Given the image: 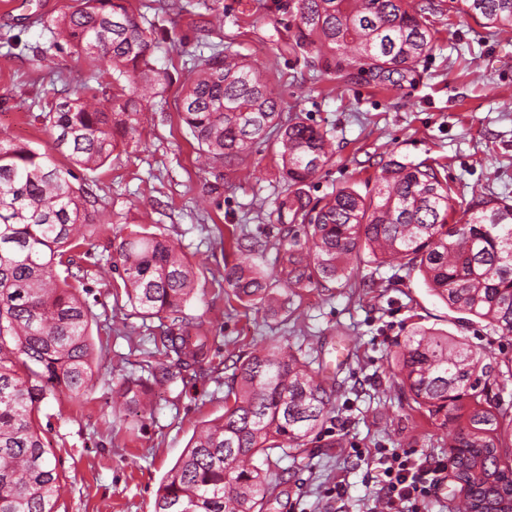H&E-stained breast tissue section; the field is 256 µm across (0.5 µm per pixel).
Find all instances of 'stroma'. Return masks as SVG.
<instances>
[{
	"mask_svg": "<svg viewBox=\"0 0 512 512\" xmlns=\"http://www.w3.org/2000/svg\"><path fill=\"white\" fill-rule=\"evenodd\" d=\"M153 2L131 0L145 16L165 92L147 104L136 131L120 139L110 165L76 171L79 183L95 186L99 196L95 226L74 260L95 315L92 340L103 351L86 395L63 389L41 407L66 484L57 512H154L157 491L194 430L223 414L234 363L269 343L302 351L337 393L317 441L275 468L277 498L268 512H382L376 461L357 458L355 449L450 455L447 429L432 425L391 385L387 358L396 343L420 324L495 357L512 354V338L462 319L419 273L391 265L358 267L347 285L311 289L284 314L247 310L227 297L224 266L237 259L226 244L231 235L258 241L256 261L266 270L278 264L284 231L267 218L280 190L278 145L253 148L241 170L225 169L220 181L199 171L197 144L177 112L186 66L203 39L224 41L259 68L284 112L328 130L334 155L310 179L312 197L345 183H374L393 152L444 165L457 200H470L480 187L512 198V109L502 106L512 96V30L484 28L449 12L448 0H431L434 50L413 81L387 87L365 73L344 80L310 66L288 39V0H182L178 15ZM73 3L0 0V136L51 154L62 167L69 160L37 114L83 83L100 96L112 92L108 63L55 45L41 25ZM174 38L180 49L172 48ZM138 224L164 233L194 266L197 291L185 312L211 339L197 371H183L165 356L158 320L135 312L119 276L107 274L121 237ZM341 343L347 355L340 362L334 347ZM147 351L153 365L168 369V380L153 385L150 407L113 403L123 378L142 375Z\"/></svg>",
	"mask_w": 512,
	"mask_h": 512,
	"instance_id": "35a3bbf8",
	"label": "stroma"
}]
</instances>
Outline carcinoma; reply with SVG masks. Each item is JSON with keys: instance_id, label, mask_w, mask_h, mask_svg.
<instances>
[{"instance_id": "carcinoma-1", "label": "carcinoma", "mask_w": 512, "mask_h": 512, "mask_svg": "<svg viewBox=\"0 0 512 512\" xmlns=\"http://www.w3.org/2000/svg\"><path fill=\"white\" fill-rule=\"evenodd\" d=\"M429 10L408 0H288V31L292 48L315 51L325 72L355 67L395 86L434 48ZM448 10L512 29V0H448ZM44 27L117 73L109 97L79 86L38 115L72 166L97 170L117 148L115 133L134 132L146 104L164 91L150 33L129 0H79ZM207 48L177 107L202 170L220 179L278 133L283 186L268 219L288 225V239L271 272L254 261L258 245L231 240L242 260L224 267V285L238 302L263 309L276 291L287 301L347 282L367 258L378 265L393 258L419 272L449 308L512 337V201L481 192L457 207L436 165L393 153L374 190L345 185L313 199L308 181L333 156L328 132L297 114L283 117L255 65L221 42ZM73 178L49 155L0 138V512H57L62 477L40 408L63 388L84 395L95 375L94 315L74 286L82 276L69 252L85 238L99 198ZM113 267L131 306L165 329L163 346L179 367L208 358L210 337L183 311L195 294L192 266L163 234L130 231ZM388 367L407 401L448 428L464 492L458 512L509 495L512 469L501 466L499 448L512 437V409L494 386L512 378V357L489 361L440 329L415 326ZM149 392L148 380L126 377L114 394L143 406ZM334 402L335 391L306 359L255 350L235 368L224 415L202 425L162 481L154 512H265L276 490L271 467L308 447Z\"/></svg>"}]
</instances>
